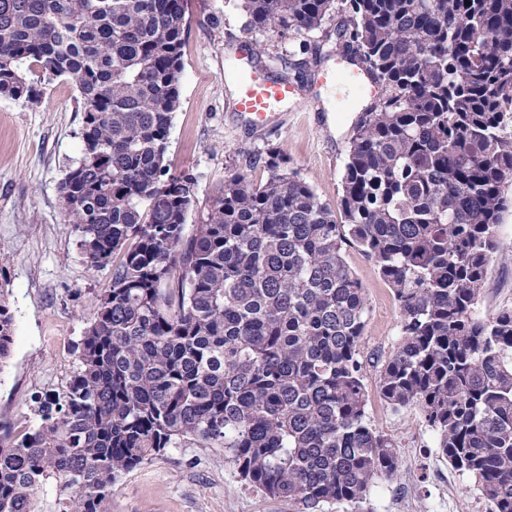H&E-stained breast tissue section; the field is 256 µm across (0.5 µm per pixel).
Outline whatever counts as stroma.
Returning <instances> with one entry per match:
<instances>
[{"label":"stroma","instance_id":"35a3bbf8","mask_svg":"<svg viewBox=\"0 0 512 512\" xmlns=\"http://www.w3.org/2000/svg\"><path fill=\"white\" fill-rule=\"evenodd\" d=\"M190 20L183 47L180 106L173 115L167 163L171 172L194 173L197 207L187 222L199 223L225 176L252 182L267 173L255 159L276 149L287 171L296 172L319 200L336 206L357 117L365 100L335 111L336 90L300 91L303 111L288 110L282 123L248 132L229 107L228 55L240 38L261 44L262 60L284 69L308 50L321 54L322 69L335 67L343 47L344 16L332 13L318 30L258 31L237 0H186ZM82 103L68 77L43 84L39 103L0 96V291L14 323V343L0 370V420L14 431L39 421L46 393L63 392L79 368L76 348L93 320L112 272L89 268L59 199V183L81 155ZM499 247L489 265L477 311L490 316L512 308V210L497 227ZM345 258L367 301L362 351L368 363L388 357L399 341L401 311L374 262L358 247ZM367 412L390 437L399 460L391 480L375 484L358 512H482L486 505L472 478L440 458L436 437L420 411H393L380 396L376 372L366 377ZM110 512H305L241 480L220 448L184 444L145 461L112 483Z\"/></svg>","mask_w":512,"mask_h":512}]
</instances>
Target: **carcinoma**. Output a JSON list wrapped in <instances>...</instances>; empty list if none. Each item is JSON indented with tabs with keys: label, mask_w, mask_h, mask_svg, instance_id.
I'll use <instances>...</instances> for the list:
<instances>
[{
	"label": "carcinoma",
	"mask_w": 512,
	"mask_h": 512,
	"mask_svg": "<svg viewBox=\"0 0 512 512\" xmlns=\"http://www.w3.org/2000/svg\"><path fill=\"white\" fill-rule=\"evenodd\" d=\"M250 26L311 32L332 10L381 82L358 117L331 208L279 154L224 178L185 233L196 177L165 163L185 0H0V95L75 79L81 157L59 183L94 270L112 268L65 392L21 434L0 426V512H107L112 481L167 448H222L256 490L356 505L397 473L366 411L360 248L401 309L374 364L490 512H512V309L476 304L512 206V0H241ZM13 343L0 302V363Z\"/></svg>",
	"instance_id": "obj_1"
}]
</instances>
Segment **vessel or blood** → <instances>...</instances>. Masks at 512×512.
Returning <instances> with one entry per match:
<instances>
[{
    "label": "vessel or blood",
    "instance_id": "1",
    "mask_svg": "<svg viewBox=\"0 0 512 512\" xmlns=\"http://www.w3.org/2000/svg\"><path fill=\"white\" fill-rule=\"evenodd\" d=\"M232 76L236 84V96L231 101L246 127L260 132L278 125L282 110L296 102L298 90L292 83L279 80L271 70L255 60L253 45L248 39L238 41L232 54ZM318 81L351 90L360 97H378L379 84L362 66L345 62L336 71H322Z\"/></svg>",
    "mask_w": 512,
    "mask_h": 512
}]
</instances>
